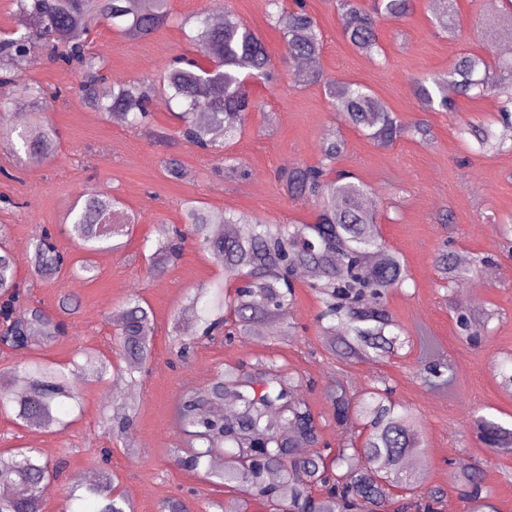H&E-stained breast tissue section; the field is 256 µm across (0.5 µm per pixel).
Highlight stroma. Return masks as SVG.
I'll use <instances>...</instances> for the list:
<instances>
[{
    "label": "stroma",
    "instance_id": "obj_1",
    "mask_svg": "<svg viewBox=\"0 0 512 512\" xmlns=\"http://www.w3.org/2000/svg\"><path fill=\"white\" fill-rule=\"evenodd\" d=\"M203 7L214 15L232 9L259 32L279 74L277 90L262 82L248 86L260 112L229 150L246 166L245 177H225L216 162L204 160L183 142L162 149L147 135L108 121L88 106L78 91L81 77L70 68L44 57L25 71L47 88L53 102L46 116L59 133V158L35 166L24 152H0V228L10 243L30 242L46 228L63 251L81 256L63 229L62 216L79 195L90 191L118 196L136 218L123 249L94 255L95 280L64 275L42 281L32 276L27 260H20L18 278L31 300L53 313L65 300L73 308L66 318L67 336L41 356L66 364L83 347L111 353L112 313L136 293L154 313V358L134 389H117L109 380L80 382L83 410L71 414L62 429L29 430L0 414V452L33 446L50 463L61 464L60 479L42 493V512H72L68 485L105 466L118 477L120 490L129 494L134 512H159L163 501L176 497L196 508L210 500L230 502L233 495L227 489L176 464L174 450L181 440L175 405L184 390L206 386L225 366L250 363L272 352L306 379L300 393L323 417L324 442L335 447L342 438L326 399L330 387L341 381L357 396L388 379L396 399L417 415L426 441L415 454L416 474L428 485L444 488L445 503L453 512H467L456 476L479 471L498 512H512V453L491 450L473 427L480 415L512 424V392L501 387L498 376L503 363L512 358V260L506 258L494 230L495 222L512 220V153L472 154L455 132L460 122L493 119L498 106L494 96L457 99L449 114L422 112L413 93L416 78L446 71L461 51L480 52L488 42L498 49L512 40L507 33L491 37V0H457L460 28L453 40L434 34L429 0H416L404 21H380L386 51L381 65L357 54L345 41V22L328 0H308L323 34L326 76L368 85L402 123L422 117L430 123L431 140L405 136L388 148L373 145L331 112L321 85L291 83L292 65L282 33L268 23L267 0H170V22L143 40H129L106 24H95L91 47L107 57L109 81L153 79L172 56L195 55L180 21ZM332 131L346 141L336 169L352 172L369 187L376 201L377 229L407 267L408 280L387 297L407 344L382 362L342 363L327 350L316 323L320 302L300 279L287 319L296 328L294 336L261 341L239 336L229 343L217 339L197 345L188 360L175 358L174 315L195 288L222 276L221 265L191 243L177 265L159 276L149 274L145 256L171 226L181 224L183 200L193 198L280 224L313 223L312 206L290 199L278 174L288 167L317 164L320 139ZM172 157L182 164L181 179H170L164 171L165 159ZM445 241L455 254L488 258L496 272L479 290L477 305L489 310L492 318L475 343L462 337L458 294L445 288L434 264ZM429 361L451 367L452 386L439 389L423 381L420 370ZM119 399L133 405L135 418L123 439L115 441L100 421ZM106 448L112 451L107 462L102 459Z\"/></svg>",
    "mask_w": 512,
    "mask_h": 512
}]
</instances>
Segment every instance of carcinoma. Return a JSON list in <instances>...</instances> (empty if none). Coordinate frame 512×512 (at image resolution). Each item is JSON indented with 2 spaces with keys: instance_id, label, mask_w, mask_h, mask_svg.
Returning <instances> with one entry per match:
<instances>
[{
  "instance_id": "carcinoma-1",
  "label": "carcinoma",
  "mask_w": 512,
  "mask_h": 512,
  "mask_svg": "<svg viewBox=\"0 0 512 512\" xmlns=\"http://www.w3.org/2000/svg\"><path fill=\"white\" fill-rule=\"evenodd\" d=\"M18 29L0 38V112L8 114L6 129L16 137L27 159L36 165L56 161L59 133L36 112L45 96L37 81L21 80L18 66L35 62L42 51L53 61L79 71V91L91 107L133 132L150 129L149 105L157 94L177 101L181 110L179 137L204 157L224 160V169L247 175L229 162L224 149L240 137L255 104L247 80L263 78L272 84V58L262 38L234 11L224 9L215 24L203 12L187 16L182 27L187 39L207 59L221 63L210 73L194 59L177 56L158 82L133 81L112 86L102 95L105 57L89 48L92 23L102 22L129 39H142L164 27L170 17L168 0H13ZM414 0H331L337 13L347 18L343 36L358 54L372 60L385 56L377 28L380 17L399 21L411 11ZM270 24L282 33L293 79L300 85L321 82L334 111L378 147H389L410 134L430 140L432 130L424 119L404 125L396 114L361 83L328 78L322 67L323 37L304 0H269ZM432 23L448 39L457 36L456 0H431ZM457 96L476 98L488 94L498 99L499 118L488 124L465 123L461 136L475 141L476 154L512 152V59L471 51L459 53L448 71L431 73L418 81L415 96L421 108L454 110L448 88ZM345 140L332 132L323 138L321 160L315 165L286 168L279 179L288 195L312 204V224H272L260 217L209 207L187 200L182 225L172 227L157 241L149 256L150 269L163 274L183 255L187 242L209 252L224 268V279L196 289L189 297L191 318L176 321L172 333L181 344L180 355L191 344L221 332L236 335L289 336L290 326L281 311L295 297L297 272L308 269L307 283L321 303L317 323L328 350L353 364L385 360L406 343L402 330L386 304L389 292L407 279V268L376 229L374 201L368 187L332 164L344 152ZM63 222L71 238L89 253L117 251L125 246L134 220L124 203L105 193L80 196L66 210ZM27 261L41 280L71 272L89 281L97 269L88 259L74 260L44 231L31 239ZM487 263L483 258L462 264L442 243L435 266L452 288L463 286L470 273ZM18 259L0 229V350H34L47 347L68 334L66 323L41 305L21 299L17 282ZM489 312L480 309L458 317L470 341L480 335ZM112 352L78 351L81 361L57 366L34 359L22 369L27 381L22 393L0 385V413L14 414L17 424L53 430L66 424V408L82 410L80 379L102 381L107 376L136 381L134 373L152 360L155 323L145 300L129 296L113 323ZM432 386L453 379L446 364L423 368ZM301 380L269 355L247 366L229 367L204 388L183 391L175 409L183 448L175 461L203 480L220 485L246 504L261 501L271 509L288 512H438L444 492L407 472V456L424 447L413 410L394 398L385 379L359 397L343 385L330 389L336 427L346 429L356 421L360 438H345L338 448L316 450L321 444L319 421L309 402L299 393ZM112 434L122 435L133 425L134 413L123 403L112 405L106 417ZM476 427L490 447L512 450V426L480 416ZM315 449L302 456L299 448ZM58 470L40 449L26 446L0 452V512H41V492ZM472 512H495L486 502L487 487L477 473L456 476ZM118 478L99 472L68 490V497L88 504V512H132L117 491Z\"/></svg>"
}]
</instances>
